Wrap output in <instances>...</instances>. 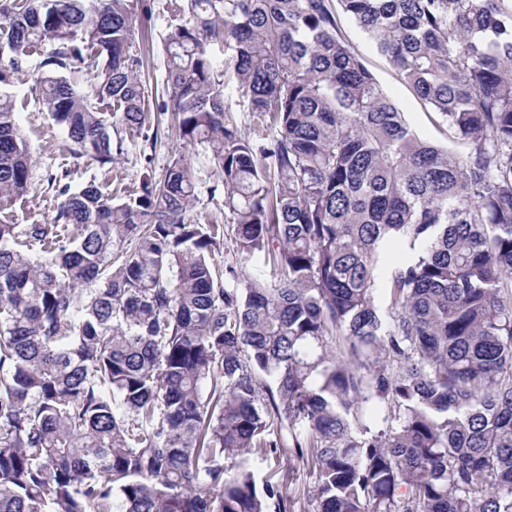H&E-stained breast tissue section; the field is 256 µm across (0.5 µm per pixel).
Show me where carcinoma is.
<instances>
[{"label":"carcinoma","instance_id":"carcinoma-1","mask_svg":"<svg viewBox=\"0 0 512 512\" xmlns=\"http://www.w3.org/2000/svg\"><path fill=\"white\" fill-rule=\"evenodd\" d=\"M85 2L0 0V207L35 163L10 87L46 42L30 93L73 158L156 148L133 51L151 4ZM177 11L172 121L228 224L187 218L183 158L121 198L52 177V222H0V512H293L224 467L240 455L310 465L304 512H512V0ZM343 16L464 154L412 130ZM407 256L405 247L402 243L396 242L390 244L383 250V257L379 263V272L377 278V304L381 312H385L387 308V302L385 301V289L387 288V272L395 265L403 261Z\"/></svg>","mask_w":512,"mask_h":512}]
</instances>
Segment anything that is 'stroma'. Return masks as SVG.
Returning <instances> with one entry per match:
<instances>
[{"label":"stroma","instance_id":"obj_1","mask_svg":"<svg viewBox=\"0 0 512 512\" xmlns=\"http://www.w3.org/2000/svg\"><path fill=\"white\" fill-rule=\"evenodd\" d=\"M172 18L167 0H154L153 16L146 23V35L141 45L144 57L142 79L154 98L160 101L169 98L163 35ZM342 29L354 51L363 58L417 133L431 141L448 144L446 129L436 125L432 114L415 93L400 82L386 59L372 49L355 23L351 19H343ZM40 61V55H33L27 67L15 75L11 87L16 99V123L37 159L28 194L24 199L13 203L7 211L13 223L42 224L51 221L55 214L56 201L48 186V180L62 170H69V181L73 188H81L93 180L101 185L104 192L112 194L119 188L134 190L145 171H152L157 177L162 176L174 159L189 156V148L172 133L158 142L152 161H145L141 146H132L117 163L114 172L109 174L101 172L86 161L74 159L66 149L63 130L53 123L30 93Z\"/></svg>","mask_w":512,"mask_h":512}]
</instances>
